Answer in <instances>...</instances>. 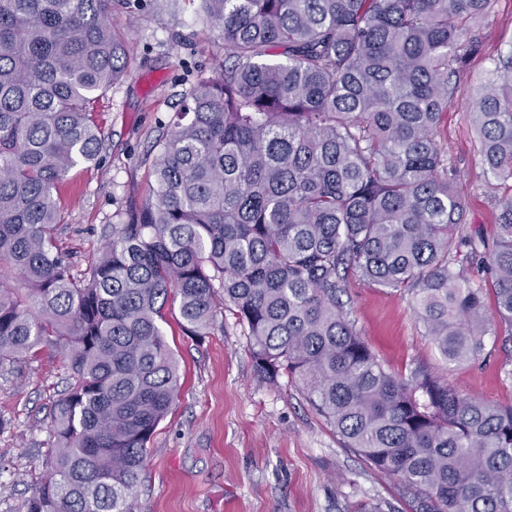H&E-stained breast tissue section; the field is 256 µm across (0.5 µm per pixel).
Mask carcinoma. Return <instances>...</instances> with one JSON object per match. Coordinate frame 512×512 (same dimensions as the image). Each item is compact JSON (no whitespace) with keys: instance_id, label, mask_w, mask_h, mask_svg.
Returning a JSON list of instances; mask_svg holds the SVG:
<instances>
[{"instance_id":"1","label":"carcinoma","mask_w":512,"mask_h":512,"mask_svg":"<svg viewBox=\"0 0 512 512\" xmlns=\"http://www.w3.org/2000/svg\"><path fill=\"white\" fill-rule=\"evenodd\" d=\"M205 2L224 66L182 97L152 193L76 280L53 189L99 158L91 105L131 42L112 0H0V362L51 346L74 379L20 512H132L180 387L159 326L175 304L192 336L233 311L256 371L299 382L413 512H512V404L389 371L341 301L351 274L407 293L450 362L512 339V194L491 236L469 232L439 138L495 0ZM470 98L474 154L512 189V42Z\"/></svg>"}]
</instances>
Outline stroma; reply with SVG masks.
<instances>
[{
    "instance_id": "obj_1",
    "label": "stroma",
    "mask_w": 512,
    "mask_h": 512,
    "mask_svg": "<svg viewBox=\"0 0 512 512\" xmlns=\"http://www.w3.org/2000/svg\"><path fill=\"white\" fill-rule=\"evenodd\" d=\"M112 24L132 38L128 76L96 99L106 133L98 163L82 164L54 196L66 213L56 237L80 275L120 223L130 197L145 196L147 153L200 75L224 62V40L209 26L202 0H114ZM481 46L466 65L474 88L512 41V0H496L480 30ZM469 98L448 110L444 141L468 193V229L490 234L494 189L474 157ZM347 309L386 368L410 377L419 367L462 394L508 404L512 382L500 366L512 341H487L477 359L446 362L413 316L409 297L349 277ZM165 338L182 386L149 445L133 512H352L359 502H385L411 512L398 480L378 475L312 409L298 382L263 379L250 354L248 329L232 312L207 336L184 334L175 321ZM72 382L63 354L46 347L0 362V512H18L33 495L48 452L53 403Z\"/></svg>"
}]
</instances>
